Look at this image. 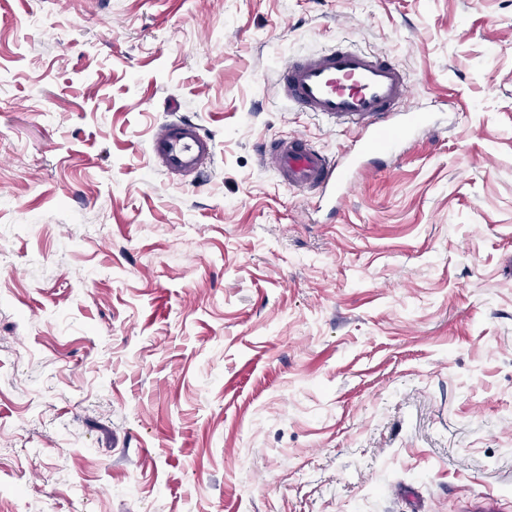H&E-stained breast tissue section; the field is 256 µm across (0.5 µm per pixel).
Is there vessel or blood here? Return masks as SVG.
<instances>
[{
    "mask_svg": "<svg viewBox=\"0 0 512 512\" xmlns=\"http://www.w3.org/2000/svg\"><path fill=\"white\" fill-rule=\"evenodd\" d=\"M276 85L300 111L361 132L335 159L301 136L272 141L261 152L282 184L315 192L332 206L344 201L366 163L399 157L432 123L429 110L411 104L410 82L400 66L359 48L340 46L289 60L279 68ZM215 149L214 138L188 119L163 124L151 142L158 166L169 174H197Z\"/></svg>",
    "mask_w": 512,
    "mask_h": 512,
    "instance_id": "b4317fda",
    "label": "vessel or blood"
}]
</instances>
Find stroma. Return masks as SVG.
Masks as SVG:
<instances>
[{
	"mask_svg": "<svg viewBox=\"0 0 512 512\" xmlns=\"http://www.w3.org/2000/svg\"><path fill=\"white\" fill-rule=\"evenodd\" d=\"M342 41L435 122L332 213ZM0 512H512V0H0ZM276 85L300 111L362 132L336 160L302 136L274 140L260 153L282 184L315 192L332 209L366 162L399 157L432 124L429 110L411 105L407 74L379 53L340 46L292 59L279 68ZM150 148L162 171L195 175L214 159L216 143L196 123L178 119L159 128Z\"/></svg>",
	"mask_w": 512,
	"mask_h": 512,
	"instance_id": "1",
	"label": "stroma"
}]
</instances>
